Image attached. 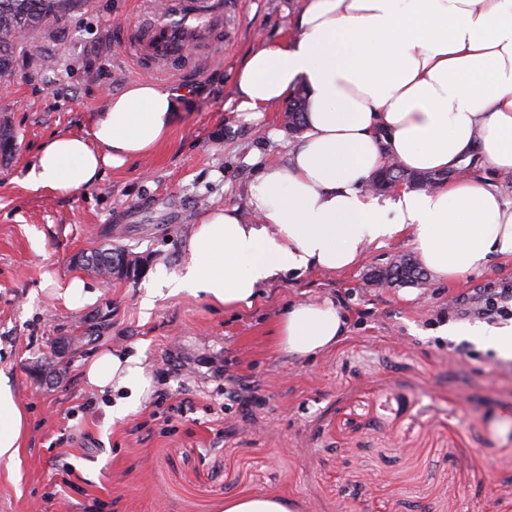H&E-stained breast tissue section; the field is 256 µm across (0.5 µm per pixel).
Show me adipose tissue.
<instances>
[{"label":"adipose tissue","instance_id":"1","mask_svg":"<svg viewBox=\"0 0 512 512\" xmlns=\"http://www.w3.org/2000/svg\"><path fill=\"white\" fill-rule=\"evenodd\" d=\"M295 37L260 44L238 73L235 109L261 115L303 90L305 128L287 164L268 163L250 188L251 218L207 211L192 230L180 275L154 292L203 296L230 310L252 306L286 273L344 271L370 245L409 237L443 281L512 256V210L482 178L379 198L367 184L387 160L414 171L458 168L481 149L512 172V0H304ZM182 95L139 82L112 95L85 136L41 144L28 172L36 187L70 193L106 169L154 152ZM333 301L298 302L277 326L280 348L310 359L344 337ZM439 335L512 358V325L445 323ZM120 420L151 386L140 354L99 352L84 369ZM0 370V460H14L26 429Z\"/></svg>","mask_w":512,"mask_h":512}]
</instances>
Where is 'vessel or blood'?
Returning <instances> with one entry per match:
<instances>
[{
	"mask_svg": "<svg viewBox=\"0 0 512 512\" xmlns=\"http://www.w3.org/2000/svg\"><path fill=\"white\" fill-rule=\"evenodd\" d=\"M231 9V0H160L151 18L135 25L129 44L141 62L178 61L190 47L212 41Z\"/></svg>",
	"mask_w": 512,
	"mask_h": 512,
	"instance_id": "vessel-or-blood-1",
	"label": "vessel or blood"
}]
</instances>
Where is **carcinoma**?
<instances>
[{
	"label": "carcinoma",
	"instance_id": "1",
	"mask_svg": "<svg viewBox=\"0 0 512 512\" xmlns=\"http://www.w3.org/2000/svg\"><path fill=\"white\" fill-rule=\"evenodd\" d=\"M78 0H0V84L11 82L15 75L14 63L17 49L23 48L34 36L54 24L60 23L76 7ZM305 99H293L283 112V125L289 129H300L304 125ZM452 172H413L395 161L385 163L376 176L375 183L385 181L383 191L393 188L398 181L412 188L434 189L448 181ZM128 257L136 263L139 258L117 243L100 248L88 258L91 268L106 278L112 276L111 262L119 257ZM422 267L410 258L390 264L382 278L391 283L419 284L424 279Z\"/></svg>",
	"mask_w": 512,
	"mask_h": 512
}]
</instances>
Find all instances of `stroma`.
<instances>
[{"label": "stroma", "mask_w": 512, "mask_h": 512, "mask_svg": "<svg viewBox=\"0 0 512 512\" xmlns=\"http://www.w3.org/2000/svg\"><path fill=\"white\" fill-rule=\"evenodd\" d=\"M223 47L197 48L179 72L140 63L129 31L152 0H80L16 55L0 116L16 149L0 157V369L28 423L17 459L0 462V512H222L253 491L292 512H512V361L438 336L512 291V258L452 282L376 280L413 255L407 239L369 247L353 268L286 275L252 307L227 310L186 294L142 300L156 269L178 275L207 210L248 211L262 166L286 163L295 134L281 105L234 109L239 68L261 43L292 38L303 0H235ZM184 94L168 140L61 195L27 173L52 135L88 134L128 84ZM148 258L135 280H104L73 259L108 242ZM79 279L94 299L67 306ZM330 299L344 339L309 361L280 351L288 305ZM141 352L152 387L121 420L91 390L98 352ZM241 394L249 410L229 405Z\"/></svg>", "instance_id": "35a3bbf8"}]
</instances>
